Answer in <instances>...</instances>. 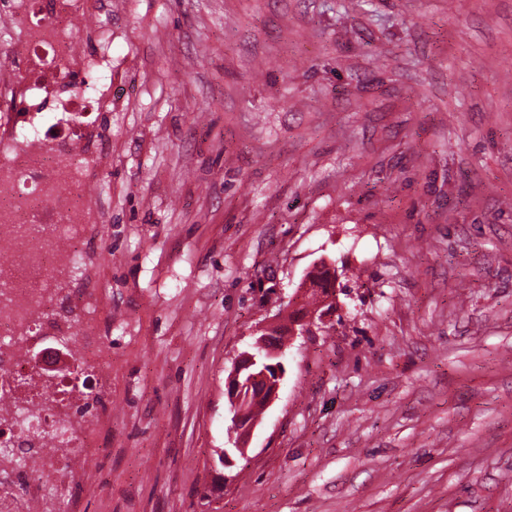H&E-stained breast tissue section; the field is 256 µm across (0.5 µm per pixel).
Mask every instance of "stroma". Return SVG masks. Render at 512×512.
Returning <instances> with one entry per match:
<instances>
[{
	"label": "stroma",
	"mask_w": 512,
	"mask_h": 512,
	"mask_svg": "<svg viewBox=\"0 0 512 512\" xmlns=\"http://www.w3.org/2000/svg\"><path fill=\"white\" fill-rule=\"evenodd\" d=\"M82 512H512V0H112ZM246 458L228 373L305 275ZM310 279V287L309 288H319L317 290L312 289L313 293L311 295L312 299H314L313 305H315V309L313 312L317 313V319L323 312H328L329 314L336 311V302L333 303V294L336 292V280L331 281L328 273V269H326L325 265H322V267L318 268L316 267L313 271L309 272L308 274ZM320 291L319 299H317V292ZM316 297V299H315ZM322 298V300H320ZM331 299V301H328ZM321 303V304H319ZM321 305V306H320Z\"/></svg>",
	"instance_id": "obj_1"
}]
</instances>
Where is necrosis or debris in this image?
Masks as SVG:
<instances>
[{"label": "necrosis or debris", "instance_id": "necrosis-or-debris-1", "mask_svg": "<svg viewBox=\"0 0 512 512\" xmlns=\"http://www.w3.org/2000/svg\"><path fill=\"white\" fill-rule=\"evenodd\" d=\"M96 13L97 0H0L11 57L0 80V243L10 251L0 266V437L16 438L26 411L41 432L35 466L0 458V512H73L94 457L88 423L61 414L82 403L74 375L101 366L85 343L93 327L76 313L78 293L60 295L51 280L83 253L81 227L97 219L87 130L112 109V26ZM51 332L69 337L67 348L34 354Z\"/></svg>", "mask_w": 512, "mask_h": 512}]
</instances>
